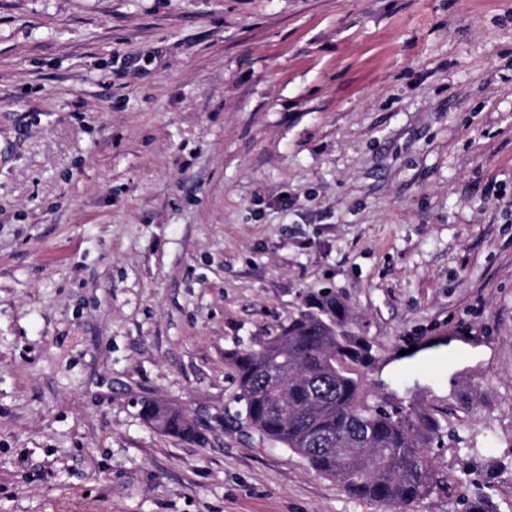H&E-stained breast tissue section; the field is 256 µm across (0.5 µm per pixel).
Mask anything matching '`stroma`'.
I'll list each match as a JSON object with an SVG mask.
<instances>
[{"label": "stroma", "instance_id": "35a3bbf8", "mask_svg": "<svg viewBox=\"0 0 512 512\" xmlns=\"http://www.w3.org/2000/svg\"><path fill=\"white\" fill-rule=\"evenodd\" d=\"M324 288L443 425L409 512H512V0H0V512H380L224 362ZM140 414L147 424L161 420V434L192 442L202 439L189 415L172 404L160 405L155 399H147L141 403Z\"/></svg>", "mask_w": 512, "mask_h": 512}]
</instances>
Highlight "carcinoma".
<instances>
[{
	"mask_svg": "<svg viewBox=\"0 0 512 512\" xmlns=\"http://www.w3.org/2000/svg\"><path fill=\"white\" fill-rule=\"evenodd\" d=\"M344 301L324 291L275 331L238 341L225 361L247 425L303 457L316 474L339 481L351 497L404 512L440 487L430 455L442 425L371 390L372 345L350 329ZM160 433L199 441L182 409L141 403Z\"/></svg>",
	"mask_w": 512,
	"mask_h": 512,
	"instance_id": "1",
	"label": "carcinoma"
}]
</instances>
